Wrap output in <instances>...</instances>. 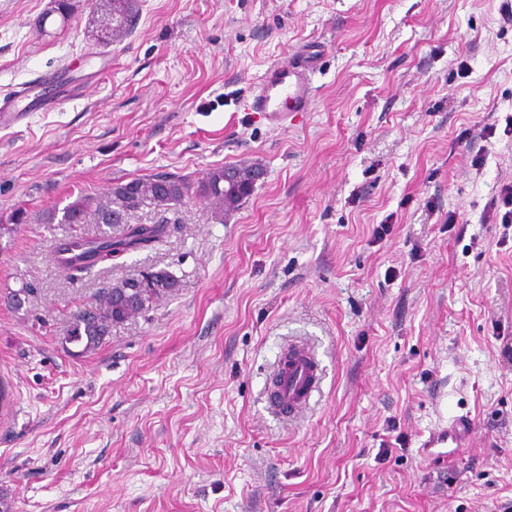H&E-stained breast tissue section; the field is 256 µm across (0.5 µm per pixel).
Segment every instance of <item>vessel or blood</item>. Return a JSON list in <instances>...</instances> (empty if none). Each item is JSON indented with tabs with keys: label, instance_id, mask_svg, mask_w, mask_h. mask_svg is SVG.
I'll return each mask as SVG.
<instances>
[{
	"label": "vessel or blood",
	"instance_id": "vessel-or-blood-1",
	"mask_svg": "<svg viewBox=\"0 0 512 512\" xmlns=\"http://www.w3.org/2000/svg\"><path fill=\"white\" fill-rule=\"evenodd\" d=\"M313 66L289 57L267 66L252 96L254 111L264 113L272 127L286 126L292 112L308 111L313 98ZM276 377L277 387L268 395L269 406L290 417L308 403L319 381L318 364L304 345L294 343L281 356Z\"/></svg>",
	"mask_w": 512,
	"mask_h": 512
}]
</instances>
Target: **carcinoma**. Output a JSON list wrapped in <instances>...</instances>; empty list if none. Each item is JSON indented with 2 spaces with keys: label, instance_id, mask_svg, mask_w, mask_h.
Listing matches in <instances>:
<instances>
[{
  "label": "carcinoma",
  "instance_id": "carcinoma-1",
  "mask_svg": "<svg viewBox=\"0 0 512 512\" xmlns=\"http://www.w3.org/2000/svg\"><path fill=\"white\" fill-rule=\"evenodd\" d=\"M138 12L137 0H125L123 19L126 25L116 28L112 35L117 38L125 33L135 20ZM193 195L209 201L216 213H227L237 208L243 196L224 193V167L210 169L200 180L191 183L175 175H156L148 178H134L119 182L99 198L81 194L62 211L61 218L52 212L43 218L52 224H103L110 228L124 224L126 229L119 236L106 231L87 237L75 235L56 243L60 265L69 278L79 281L91 275L95 268L112 262V259L127 252L154 247L163 240L166 226L163 224H127L130 213L151 208L167 210L177 206ZM137 291L122 305L112 302V296L124 291L128 281L110 285L100 292L95 306L73 315L66 340L84 344V349L96 347L110 327L127 319L143 314L153 303L173 292L178 287L177 279L166 271H151L135 278Z\"/></svg>",
  "mask_w": 512,
  "mask_h": 512
}]
</instances>
